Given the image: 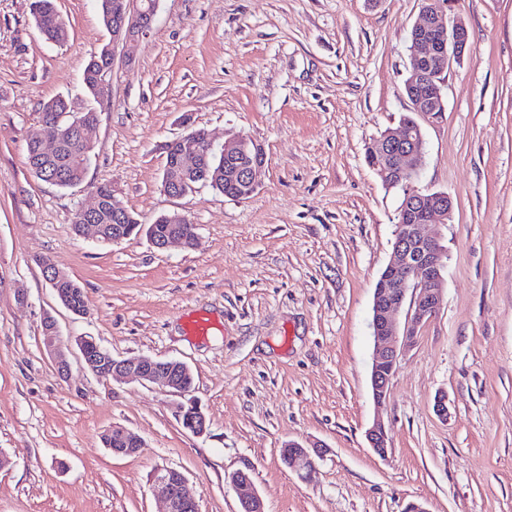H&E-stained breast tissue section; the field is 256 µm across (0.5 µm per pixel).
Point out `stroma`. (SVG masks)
<instances>
[{
    "label": "stroma",
    "instance_id": "obj_1",
    "mask_svg": "<svg viewBox=\"0 0 512 512\" xmlns=\"http://www.w3.org/2000/svg\"><path fill=\"white\" fill-rule=\"evenodd\" d=\"M29 3L0 0V453L11 459L0 512H164L152 483L168 468L201 512H240L239 470L265 512H512V0H456L470 52L447 76L445 112L419 120L416 185L454 210L430 227L448 255L443 302L399 356L383 457L365 437L371 305L402 192L365 147L413 110L422 0H159L96 97L82 82L110 39L96 0H56L61 44L38 34ZM58 96L99 113L92 162L70 189L26 163ZM187 113L215 143L260 145L251 197L161 191L164 148L192 127ZM102 183L141 223L185 214L194 245L76 234L78 206ZM46 261L83 288L86 314L60 303ZM47 314L71 347L65 378L39 341ZM197 318L205 335L187 332ZM79 336L118 359L185 362L206 432L185 430L157 386L85 370ZM115 425L141 436L136 454L105 447ZM289 440L327 447L314 476L284 466Z\"/></svg>",
    "mask_w": 512,
    "mask_h": 512
}]
</instances>
